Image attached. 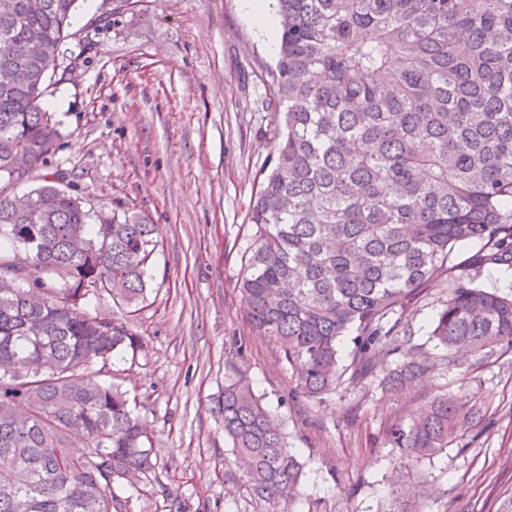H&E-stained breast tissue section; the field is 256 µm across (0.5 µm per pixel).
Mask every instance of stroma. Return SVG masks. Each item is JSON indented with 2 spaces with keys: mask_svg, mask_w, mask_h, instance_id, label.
Wrapping results in <instances>:
<instances>
[{
  "mask_svg": "<svg viewBox=\"0 0 512 512\" xmlns=\"http://www.w3.org/2000/svg\"><path fill=\"white\" fill-rule=\"evenodd\" d=\"M243 0H95L78 8L44 85L59 122L45 174L91 214L129 212L158 225L146 301L132 316L109 300L90 313L127 317L142 339L136 357L96 372L126 392L153 431L167 495L142 492L130 512H500L512 498V351L473 366H439L431 386L465 392L485 428L458 432L448 448L407 465L384 431L427 403L376 388H339L323 403L298 397L278 340L248 322L237 282L252 234L248 214L270 162L268 108L279 54L245 18ZM448 284L399 309V333L422 351ZM246 378L284 423L303 468L294 500L251 496L216 410L226 378Z\"/></svg>",
  "mask_w": 512,
  "mask_h": 512,
  "instance_id": "stroma-1",
  "label": "stroma"
}]
</instances>
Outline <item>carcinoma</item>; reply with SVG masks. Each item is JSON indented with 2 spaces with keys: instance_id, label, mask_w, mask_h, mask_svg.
Returning a JSON list of instances; mask_svg holds the SVG:
<instances>
[{
  "instance_id": "cac0c4a2",
  "label": "carcinoma",
  "mask_w": 512,
  "mask_h": 512,
  "mask_svg": "<svg viewBox=\"0 0 512 512\" xmlns=\"http://www.w3.org/2000/svg\"><path fill=\"white\" fill-rule=\"evenodd\" d=\"M77 0H0V179L32 170L59 146L42 97ZM281 37L269 95L284 108L269 130L238 289L256 331L275 337L298 393L344 385L399 395L430 383L443 361L472 365L512 350V297L455 272L512 270V0H278ZM29 191L17 215L0 188V512H129L157 480L151 430L126 393L86 373L136 354L126 323L84 311L89 296L127 307L146 297L159 228L135 215H91L61 187ZM30 249L24 268L16 266ZM448 277L430 332L432 356L396 339L397 309ZM118 280L123 288H94ZM351 337L348 362L340 341ZM224 437L257 499L300 495L302 466L277 413L239 377L219 403ZM481 422L462 394L430 393L424 412L385 441L407 461L430 458ZM86 438L81 455L74 434Z\"/></svg>"
}]
</instances>
